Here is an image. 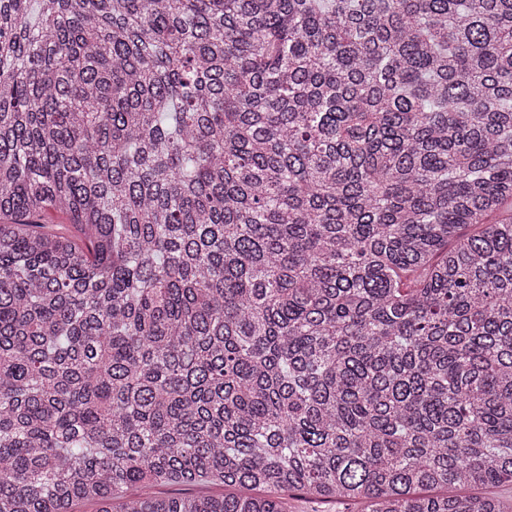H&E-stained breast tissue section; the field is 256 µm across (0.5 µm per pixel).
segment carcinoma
<instances>
[{
  "mask_svg": "<svg viewBox=\"0 0 512 512\" xmlns=\"http://www.w3.org/2000/svg\"><path fill=\"white\" fill-rule=\"evenodd\" d=\"M504 482L512 0H0V512ZM155 495L170 496H220L224 493H233L234 490H224L223 485H184V486H158L154 488Z\"/></svg>",
  "mask_w": 512,
  "mask_h": 512,
  "instance_id": "1",
  "label": "carcinoma"
}]
</instances>
